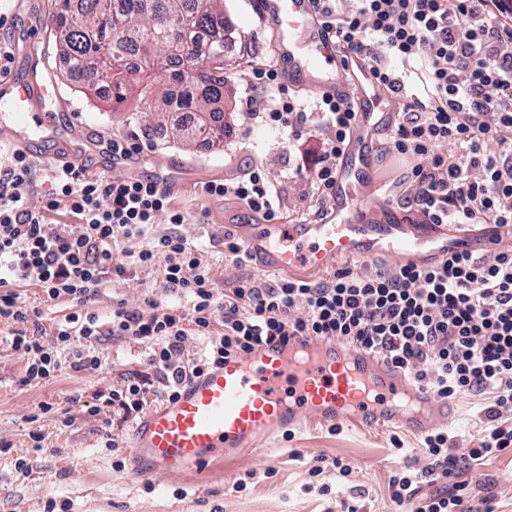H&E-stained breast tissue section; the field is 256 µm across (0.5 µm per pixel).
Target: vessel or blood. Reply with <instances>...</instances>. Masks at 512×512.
I'll return each instance as SVG.
<instances>
[{"label":"vessel or blood","instance_id":"vessel-or-blood-1","mask_svg":"<svg viewBox=\"0 0 512 512\" xmlns=\"http://www.w3.org/2000/svg\"><path fill=\"white\" fill-rule=\"evenodd\" d=\"M296 18L295 26L278 32L298 74L339 55L331 32L322 25L311 0H266V14ZM361 76L354 83L322 78L316 90L348 94L358 101L353 139L371 141L377 118L390 115L368 67L357 61ZM11 97L17 129L9 142L29 147L23 130L31 114L32 86L14 79ZM365 156L340 170L330 216L314 224H239L235 231L245 252L266 271L300 279L313 278L341 259L385 255L443 257L453 239L447 225L419 220L381 224L356 211V189L368 176ZM454 408L414 383L381 355L357 350L333 339L292 336L261 343L244 358L185 383L178 397L149 408L133 425L131 455L145 473H203L209 462L253 447L260 439L297 430L308 420L327 424L403 427L416 434L448 425Z\"/></svg>","mask_w":512,"mask_h":512}]
</instances>
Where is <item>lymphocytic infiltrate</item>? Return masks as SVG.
<instances>
[{
	"mask_svg": "<svg viewBox=\"0 0 512 512\" xmlns=\"http://www.w3.org/2000/svg\"><path fill=\"white\" fill-rule=\"evenodd\" d=\"M313 0L345 54L362 56L374 82L402 95V110L388 142L411 159L407 201L429 224L512 227V15L493 11L491 0ZM385 48L388 60L376 50ZM252 123L287 132L297 143L320 132L315 149L301 158L313 171L318 193L336 188L338 165L351 143L357 111L348 96L321 95L308 112L280 93ZM449 153H441V146ZM45 185V208L28 197ZM201 196L230 198L265 221L277 219L273 192L258 170L234 180H210ZM65 206L78 230L48 220ZM167 216L173 229L152 228ZM170 205V190L151 178L92 176L62 161L41 165L20 149L0 151V316L18 329L11 346L27 359L28 380L55 376L57 353L72 347L77 372L101 365L77 342L98 338L95 315L74 314L56 336L28 330L40 317L23 305L15 283L39 286L50 299L84 302L104 281L123 278L156 260L166 264V283L190 298L189 309L113 310V335L148 344L152 376H141L108 401L125 412L142 408L147 387L165 399L179 387L230 357H243L264 341L291 336L334 339L383 355L433 394H491L490 427L477 446L457 452L444 430L423 439L424 464L389 478L391 498L413 512H495L473 508L457 477L483 457L512 450V249L449 250L437 262L409 261L392 268H340L318 281L263 276L216 295L201 250L175 228L185 223ZM153 233L149 248L131 260L116 257L119 239ZM224 321L213 338L209 327ZM204 338L200 354L186 358L192 337ZM441 489L422 495V485Z\"/></svg>",
	"mask_w": 512,
	"mask_h": 512,
	"instance_id": "1",
	"label": "lymphocytic infiltrate"
}]
</instances>
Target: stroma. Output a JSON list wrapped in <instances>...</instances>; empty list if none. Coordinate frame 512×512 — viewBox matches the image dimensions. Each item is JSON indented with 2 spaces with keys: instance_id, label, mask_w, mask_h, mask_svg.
I'll list each match as a JSON object with an SVG mask.
<instances>
[{
  "instance_id": "1",
  "label": "stroma",
  "mask_w": 512,
  "mask_h": 512,
  "mask_svg": "<svg viewBox=\"0 0 512 512\" xmlns=\"http://www.w3.org/2000/svg\"><path fill=\"white\" fill-rule=\"evenodd\" d=\"M49 0H0V12L16 17L15 28L0 30L10 44L15 74L32 75L47 87L48 96L36 111L41 147L59 149L74 164H84L92 150V171L101 174L108 157L95 153L100 136L149 131L151 147L115 170L119 177H161L173 192L172 205L185 213L181 233L202 245L215 288H234L259 277L255 263L233 267L224 262L221 238L232 225L259 223L232 199H209L198 194L202 182L233 179L261 168L279 197L281 221L295 224L318 206L310 171L298 169L287 133L251 124L247 115L262 111L268 99L252 91L247 75L266 65L284 70L274 40L273 23L257 0H223L224 15L235 31L236 50L224 64V84L232 106L224 112V140L183 144L173 139L167 122H159L149 105L135 98L110 105L83 93L61 75L63 63L46 25ZM393 121L380 125L366 151L371 174L360 189V207L373 218L391 221L406 210L405 190L410 165L387 153ZM21 301L41 312L39 332L51 337L72 313L98 317L103 337L90 348L102 366L76 372L62 366L54 378L27 382L25 356L11 346L15 323L0 318V512H44L55 501V512H334L344 499L360 500L362 512H402L390 498L391 472L421 467L422 438L400 429L316 423L279 436L276 441L242 450L204 475H150L133 467L129 450L131 419L108 404L110 390L148 369L147 345L110 335L112 312L119 307L187 305V297L166 286L164 262L136 268L126 278L104 283L94 298L79 303L69 296L47 299L41 288L16 286ZM490 395L462 394L455 399V416L448 428L452 443L475 445L487 420L483 409ZM53 414H43L44 405ZM110 425L114 447H105L103 425ZM41 441H34V434ZM338 457L353 471L341 477L333 469L311 476L317 455ZM25 468H17V460ZM257 476L245 489L235 483L245 471ZM460 481L474 499L494 496L498 512H512V453L487 457L462 472ZM328 485L329 495L318 486Z\"/></svg>"
}]
</instances>
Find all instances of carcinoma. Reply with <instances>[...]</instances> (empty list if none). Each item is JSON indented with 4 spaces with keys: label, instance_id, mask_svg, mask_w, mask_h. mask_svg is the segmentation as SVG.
Instances as JSON below:
<instances>
[{
    "label": "carcinoma",
    "instance_id": "carcinoma-1",
    "mask_svg": "<svg viewBox=\"0 0 512 512\" xmlns=\"http://www.w3.org/2000/svg\"><path fill=\"white\" fill-rule=\"evenodd\" d=\"M220 0H51L48 22L68 76L107 100L127 94L180 112L176 138L224 137L217 108L226 103L224 60L232 27Z\"/></svg>",
    "mask_w": 512,
    "mask_h": 512
}]
</instances>
